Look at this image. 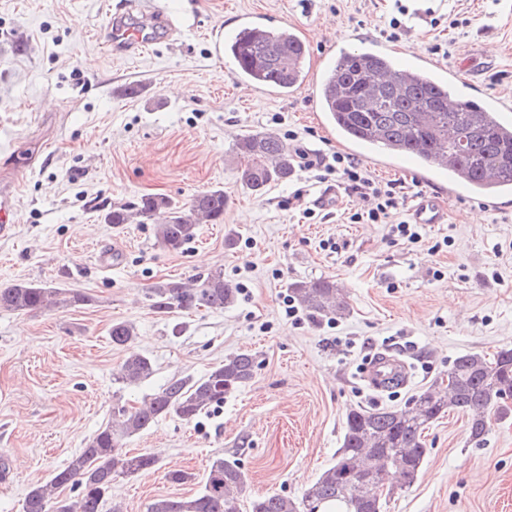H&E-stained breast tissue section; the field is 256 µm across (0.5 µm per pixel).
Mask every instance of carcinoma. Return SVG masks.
<instances>
[{
    "label": "carcinoma",
    "instance_id": "cac0c4a2",
    "mask_svg": "<svg viewBox=\"0 0 512 512\" xmlns=\"http://www.w3.org/2000/svg\"><path fill=\"white\" fill-rule=\"evenodd\" d=\"M225 52L240 75L257 87L289 93L304 80L307 48L300 39L283 37L279 29L266 36L243 34ZM395 66L388 55L360 49L342 52L322 74L316 90L327 89L329 103L323 111L345 144L412 157L423 171L439 169L450 158L455 172L463 176L462 184L477 196L485 194L491 180L511 185L512 133L503 130L497 116L482 111L483 104L472 99L450 104L454 84L440 81L430 70L418 77L404 73L388 80L380 77ZM235 153L241 182L255 193L290 180L296 171L292 150L271 134L240 137ZM226 205L222 189L202 191L183 205L164 194H148L112 204L104 222L147 224L163 213L166 219L155 225V238L164 248L178 251L195 238L199 225L224 223ZM289 291L313 319L349 312L347 294L330 279L294 283ZM150 293L155 308L167 313L174 308L222 310L237 302L239 289L215 270L187 282H158ZM91 301L74 288L25 281L0 285V311H52ZM110 335L112 343L128 348L115 381L134 386L154 375L153 361L130 347L136 337L132 323H113ZM255 368L254 355L232 354L202 377L172 380L139 406L119 408L49 480L26 493L22 512H104L106 507L109 512H123L120 503L110 501L112 483L118 477L145 473L158 463L152 453L125 451L127 440L163 416L192 421L223 404L252 380ZM448 376L452 386L435 383L415 395L407 408L350 409L336 461L307 487L301 500L273 493L253 501L252 512H313L326 504L343 512H381L383 499L417 480L426 454L422 434L431 423L449 411L462 412L468 417L470 439L480 442L491 419L512 410L507 404L512 399V348H502L490 358L478 352L461 355ZM244 485L245 474L238 464L217 458L194 496L156 498L148 512H240ZM68 488L77 491L76 497L64 495Z\"/></svg>",
    "mask_w": 512,
    "mask_h": 512
}]
</instances>
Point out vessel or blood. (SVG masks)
Here are the masks:
<instances>
[{
	"instance_id": "1",
	"label": "vessel or blood",
	"mask_w": 512,
	"mask_h": 512,
	"mask_svg": "<svg viewBox=\"0 0 512 512\" xmlns=\"http://www.w3.org/2000/svg\"><path fill=\"white\" fill-rule=\"evenodd\" d=\"M175 27L169 10H157L149 13L147 20H139L133 14L112 15L104 26L105 44L112 53L134 55L146 51L150 46L163 39L172 37ZM406 67L415 71L422 68L437 69L439 74L449 81H456L460 71L451 66L437 65L431 57L423 53L409 55ZM460 194L458 182H449L442 195L424 193L417 197L409 212L411 222L416 224H444L448 221L447 199ZM407 375V366L396 356L381 353L370 360L364 379L368 385L378 391L390 385L403 382Z\"/></svg>"
}]
</instances>
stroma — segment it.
<instances>
[{
  "label": "stroma",
  "instance_id": "stroma-1",
  "mask_svg": "<svg viewBox=\"0 0 512 512\" xmlns=\"http://www.w3.org/2000/svg\"><path fill=\"white\" fill-rule=\"evenodd\" d=\"M177 12L172 43L120 57L103 43L119 0H0V188L14 197L0 236V283L76 288L93 303L51 312H0V512H21L29 488L47 481L114 407L139 405L169 381L201 377L232 353L257 357L253 379L192 422L160 418L132 437L154 470L117 479L124 512L156 498H185L218 457L246 476L243 512L267 494L301 499L336 459L350 408L402 407L469 352L512 348V201L484 210L477 197L448 203V221L423 239L393 238L386 224H351L345 209L314 216L322 188L312 172L255 194L234 156L247 132L287 138L316 153L343 144L312 100L330 56L374 47L395 60L434 53L491 91H512V0H138ZM259 14L297 26L307 77L290 93L245 90L215 34ZM398 30H391V19ZM222 188L224 221L200 225L172 252L150 224H107L101 209L163 194L183 204ZM298 208H287L294 193ZM109 252V268L99 257ZM222 271L239 297L224 310L157 312L152 286ZM334 280L349 296L337 319L296 324L288 286ZM135 325L134 347L154 375L115 382L126 355L109 335ZM399 350L414 377L377 392L356 377L371 348ZM421 473L382 512H512V415L482 442L451 412L424 432ZM173 470L192 473L171 483Z\"/></svg>",
  "mask_w": 512,
  "mask_h": 512
}]
</instances>
